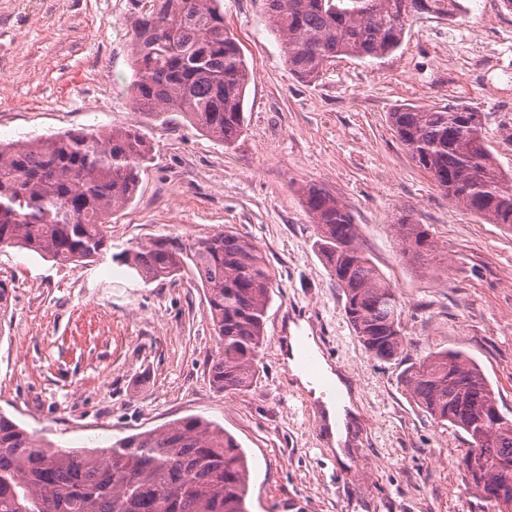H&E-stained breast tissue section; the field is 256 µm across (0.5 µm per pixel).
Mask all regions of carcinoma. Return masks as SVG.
Masks as SVG:
<instances>
[{
	"mask_svg": "<svg viewBox=\"0 0 512 512\" xmlns=\"http://www.w3.org/2000/svg\"><path fill=\"white\" fill-rule=\"evenodd\" d=\"M131 26L133 105L158 119L177 112L198 131L233 144L244 125L252 73L224 26L221 0H147ZM271 31L296 77H318L344 55L380 59L398 49L420 13L452 17L459 0H266ZM468 106H403L390 123L412 161L462 210L512 230V174L503 171ZM151 145L138 132H63L0 142V248L58 263H90L109 249L107 219L135 195ZM318 252L345 296L359 343L380 362L408 340L394 288L358 241L352 214L324 185L302 188ZM404 253L432 251L429 229L398 220ZM146 280L184 267L205 291L218 349L217 391H246L257 373L277 276L257 246L231 230L191 244L160 237L112 255ZM402 384L432 419L462 430L458 460L493 512H512V418L481 370L448 350L409 367ZM248 458L218 424L191 416L124 437L110 448H58L0 413V512H248Z\"/></svg>",
	"mask_w": 512,
	"mask_h": 512,
	"instance_id": "1",
	"label": "carcinoma"
}]
</instances>
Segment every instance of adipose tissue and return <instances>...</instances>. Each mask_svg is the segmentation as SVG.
<instances>
[{"instance_id": "obj_1", "label": "adipose tissue", "mask_w": 512, "mask_h": 512, "mask_svg": "<svg viewBox=\"0 0 512 512\" xmlns=\"http://www.w3.org/2000/svg\"><path fill=\"white\" fill-rule=\"evenodd\" d=\"M303 344L310 348L314 347L313 337L301 335L299 330H292L289 338L290 352L286 358L288 367L301 386L321 398L332 443L335 448H342L352 429L351 421L357 416L356 411L352 409V395L341 375L334 372L329 365H322V378L318 381L301 369L299 347Z\"/></svg>"}]
</instances>
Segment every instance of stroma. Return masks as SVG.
Segmentation results:
<instances>
[{
  "label": "stroma",
  "instance_id": "obj_1",
  "mask_svg": "<svg viewBox=\"0 0 512 512\" xmlns=\"http://www.w3.org/2000/svg\"><path fill=\"white\" fill-rule=\"evenodd\" d=\"M462 16L410 20L401 46L369 63L341 56L294 76L266 0H222L253 72L232 146L134 111L137 0H0V141L69 130L137 131L153 147L135 198L113 214L110 254L59 264L0 248L10 306L0 319V412L62 448H107L198 416L247 454L251 512H488L457 460L460 429L413 403L403 371L448 349L479 366L512 416V231L462 211L392 130L403 105L475 107L498 166L512 173V8L462 0ZM318 182L354 217L359 242L391 282L411 344L381 363L358 342L345 297L315 247L300 188ZM430 229L425 260L402 255L397 221ZM231 229L280 273L249 390L217 392V349L191 269L143 281L112 256L160 237L192 243ZM302 325L345 372L362 410L341 461L317 404L285 357Z\"/></svg>",
  "mask_w": 512,
  "mask_h": 512
}]
</instances>
